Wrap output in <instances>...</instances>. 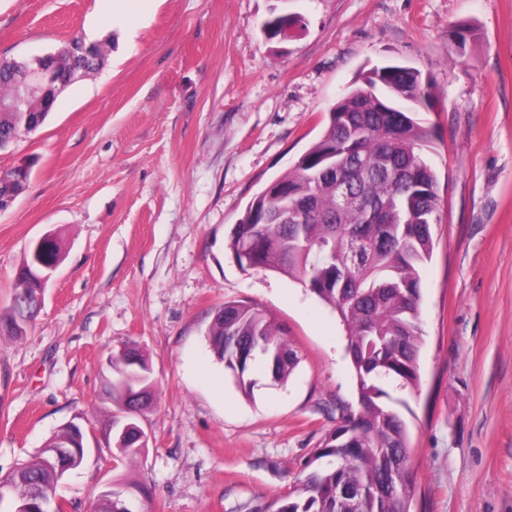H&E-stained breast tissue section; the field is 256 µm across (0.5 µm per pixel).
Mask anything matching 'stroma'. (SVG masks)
I'll use <instances>...</instances> for the list:
<instances>
[{
	"label": "stroma",
	"mask_w": 512,
	"mask_h": 512,
	"mask_svg": "<svg viewBox=\"0 0 512 512\" xmlns=\"http://www.w3.org/2000/svg\"><path fill=\"white\" fill-rule=\"evenodd\" d=\"M279 0H0V56L74 34L103 67L73 82L35 133L0 150L31 170L0 213V310L29 244L63 260L35 323L0 335V476L63 425L104 438L107 360L146 356L153 405L136 458L88 447L60 481L91 512L117 479L147 487L139 512H249L287 493L356 406L340 320L287 276L241 270L227 243L249 201L319 138L363 70L396 60L429 78L418 114L440 198L421 273L420 387L388 384L410 431L412 512H512V0H288L287 39L262 22ZM475 32L465 49L455 25ZM261 308L296 350L287 381L245 395L206 332L227 301Z\"/></svg>",
	"instance_id": "35a3bbf8"
}]
</instances>
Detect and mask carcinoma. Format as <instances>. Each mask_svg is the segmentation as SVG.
<instances>
[{
  "mask_svg": "<svg viewBox=\"0 0 512 512\" xmlns=\"http://www.w3.org/2000/svg\"><path fill=\"white\" fill-rule=\"evenodd\" d=\"M264 20L269 38L280 36L289 16L288 0ZM104 63L103 51L77 62L64 42L50 71L57 82L72 69L90 74ZM21 94L9 58L0 57V103L17 105ZM429 80L398 62L360 73L328 112L321 137L293 171L269 182L246 206L229 249L240 265L287 275L329 306L345 327L347 352L356 378L357 409L344 413L314 454L318 466L293 490L256 505L250 512H411L414 495L406 421L387 403L383 382L402 389L420 385V271L433 252L432 224L438 210L436 178L424 159L430 140L415 118L432 109ZM21 105V104H19ZM42 105L40 95L25 99L21 111H0V147L19 135L26 108ZM345 182V199L337 193ZM304 206V223L292 210ZM39 283L28 271L17 275L11 305L0 313V332L20 336L38 313ZM217 360L231 371L248 396L261 363L272 381H285L299 363L296 351L259 307L224 303L207 330ZM127 362L112 354L104 393L113 408L126 403L124 387L154 396L151 368L129 342ZM72 433L54 434L39 455L0 478L12 497L0 512H15L16 499L29 500L35 486L46 499L71 470L65 448Z\"/></svg>",
  "mask_w": 512,
  "mask_h": 512,
  "instance_id": "carcinoma-1",
  "label": "carcinoma"
}]
</instances>
